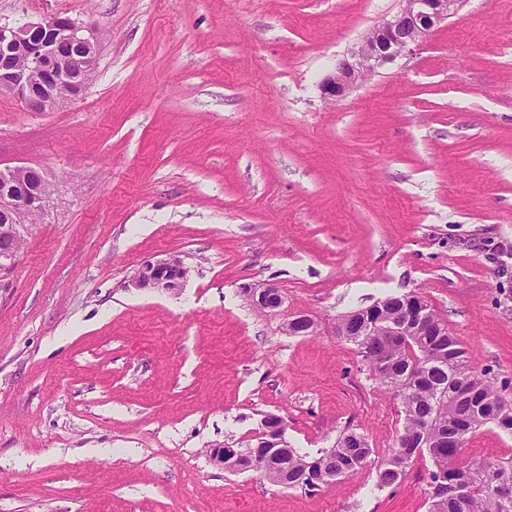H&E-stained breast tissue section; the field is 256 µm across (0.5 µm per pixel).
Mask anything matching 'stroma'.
Here are the masks:
<instances>
[{"instance_id":"35a3bbf8","label":"stroma","mask_w":512,"mask_h":512,"mask_svg":"<svg viewBox=\"0 0 512 512\" xmlns=\"http://www.w3.org/2000/svg\"><path fill=\"white\" fill-rule=\"evenodd\" d=\"M398 0H0V24L95 27V79L30 112L0 92V166L41 167L49 214L0 277V512H427L429 460L334 319L425 300L512 403V0H465L342 102L319 83ZM182 255L176 294L124 282ZM284 297L258 312L244 287ZM304 313L313 336L284 324ZM314 456L370 462L321 491L214 466L266 413ZM466 453L512 456L488 426Z\"/></svg>"}]
</instances>
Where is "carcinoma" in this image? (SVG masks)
I'll list each match as a JSON object with an SVG mask.
<instances>
[{
	"label": "carcinoma",
	"instance_id": "cac0c4a2",
	"mask_svg": "<svg viewBox=\"0 0 512 512\" xmlns=\"http://www.w3.org/2000/svg\"><path fill=\"white\" fill-rule=\"evenodd\" d=\"M370 366L379 386L400 401L404 422L391 452L380 463L376 486H394L413 459L427 457L431 494L428 512H512V499L495 493L512 484V458H463L470 438L494 424L512 430V403L471 370L467 350L430 306L412 295L387 296L354 311L340 328ZM373 453L366 434L347 430L317 456L294 448L224 449V471H253L285 488L319 491L356 471ZM276 456L275 469L262 466Z\"/></svg>",
	"mask_w": 512,
	"mask_h": 512
}]
</instances>
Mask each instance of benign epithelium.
Here are the masks:
<instances>
[{
  "mask_svg": "<svg viewBox=\"0 0 512 512\" xmlns=\"http://www.w3.org/2000/svg\"><path fill=\"white\" fill-rule=\"evenodd\" d=\"M465 0H399L398 10L373 25L350 57L341 60L319 84L333 103L386 63L415 50L434 29L455 15ZM99 38L90 26L68 17L0 24V54L21 60L0 69V91L21 101L30 112H50L79 94L86 75L95 70ZM50 182L37 166L0 168V272L11 271L18 260L19 243L28 237L29 217H45ZM189 278L183 257L169 254L146 260L133 269L127 287L176 293ZM253 306L262 311L280 308L284 298L273 283L247 290ZM290 336H310L318 323L307 314H295L285 324Z\"/></svg>",
  "mask_w": 512,
  "mask_h": 512,
  "instance_id": "1",
  "label": "benign epithelium"
}]
</instances>
